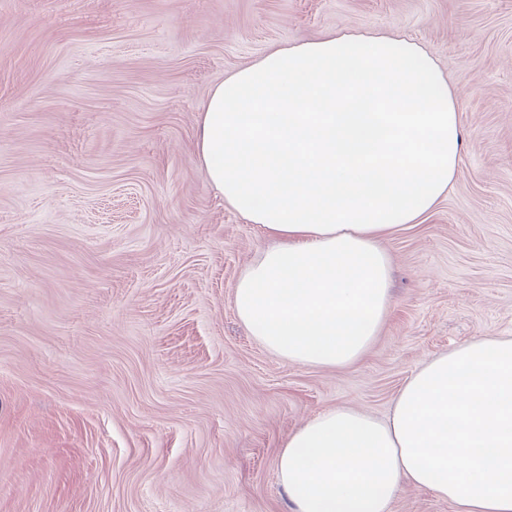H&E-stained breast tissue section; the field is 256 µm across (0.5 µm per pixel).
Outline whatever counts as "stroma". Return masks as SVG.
Segmentation results:
<instances>
[{"mask_svg": "<svg viewBox=\"0 0 512 512\" xmlns=\"http://www.w3.org/2000/svg\"><path fill=\"white\" fill-rule=\"evenodd\" d=\"M420 45L467 146L387 236L392 301L343 368L289 364L238 320L265 239L196 149L210 90L329 33ZM512 336V0H0V512H292L288 435L386 417L425 359ZM391 512H457L404 486Z\"/></svg>", "mask_w": 512, "mask_h": 512, "instance_id": "obj_1", "label": "stroma"}]
</instances>
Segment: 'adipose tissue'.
<instances>
[{"label": "adipose tissue", "mask_w": 512, "mask_h": 512, "mask_svg": "<svg viewBox=\"0 0 512 512\" xmlns=\"http://www.w3.org/2000/svg\"><path fill=\"white\" fill-rule=\"evenodd\" d=\"M197 152L213 188L272 245L234 286L238 319L292 365L359 361L390 307L383 237L417 224L465 148L457 94L416 43L330 34L215 86ZM293 512H389L402 485L459 512H512V336L423 362L387 418L340 405L277 455Z\"/></svg>", "instance_id": "ef3b65f1"}]
</instances>
